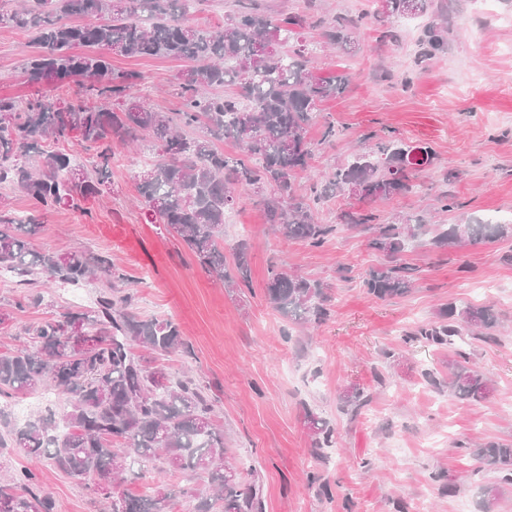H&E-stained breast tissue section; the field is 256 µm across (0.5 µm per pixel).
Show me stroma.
Masks as SVG:
<instances>
[{
  "instance_id": "stroma-1",
  "label": "stroma",
  "mask_w": 512,
  "mask_h": 512,
  "mask_svg": "<svg viewBox=\"0 0 512 512\" xmlns=\"http://www.w3.org/2000/svg\"><path fill=\"white\" fill-rule=\"evenodd\" d=\"M271 15L312 16L305 31L315 45L316 72L346 74L348 90L325 101L320 122L309 130L320 141L321 122H334L335 141L321 143L307 188L336 162L370 151L383 138L430 143L434 165L417 172L411 192L373 202L382 220L417 214L434 232L462 219H487L512 210V29L500 27L482 0H452L448 45L417 67L418 40L427 22L418 16L398 23L399 37L381 39L369 14L375 0H255ZM363 17L350 49L328 50L322 21ZM25 32L0 25V97L75 99L76 85L58 87L27 80L22 67L32 52ZM112 67L134 71L136 94L158 112L181 107V62L113 56ZM411 75L409 88L400 79ZM150 141L117 149L110 171L111 194L90 199V216L61 207L47 216L34 243L58 252L85 246L108 254L126 275L123 287L141 316L170 317L189 346L157 356L172 376L192 371L214 404V423L224 432L225 461L243 482L259 479L264 512H485L482 488L495 483L494 512H512V482L482 467L469 448L512 443V237L438 248L423 236L402 253L414 287L401 297L367 294L365 273L386 264L369 246L370 234L339 224L356 200L324 201L318 215L335 225L323 248L287 239L268 224L250 191L240 190L224 227V252L246 241L250 285L228 289L205 273L184 246L154 223L139 201L138 177L151 162ZM460 209L440 213L441 194ZM283 263L323 281L331 297L326 321L302 327L274 310L265 298L270 264ZM112 284L98 277L78 287L52 284L40 304L21 310L12 303L24 290L0 275V308L11 312L10 337L0 351L24 344V326L69 310L93 311ZM490 308L497 319L490 338L470 334L434 346L406 340L417 325L438 321L447 305ZM470 353L494 381L482 400L450 394L448 373L457 350ZM350 386L367 402L358 411L339 396ZM313 411L336 430L335 447L316 457L304 423ZM322 484H308V472ZM40 483L55 512H102L81 482L50 464Z\"/></svg>"
}]
</instances>
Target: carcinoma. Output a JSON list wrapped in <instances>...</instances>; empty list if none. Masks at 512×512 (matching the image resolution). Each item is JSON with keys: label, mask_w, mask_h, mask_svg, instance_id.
<instances>
[{"label": "carcinoma", "mask_w": 512, "mask_h": 512, "mask_svg": "<svg viewBox=\"0 0 512 512\" xmlns=\"http://www.w3.org/2000/svg\"><path fill=\"white\" fill-rule=\"evenodd\" d=\"M192 0H21L0 11V24L27 32L37 53L25 66L32 83L50 76L58 85L73 81L82 97L61 109L50 98L24 103L0 98V183L10 182L30 201L17 216L0 208V272L21 285L44 274L58 283H86L96 275L122 281L125 275L106 255L76 248L66 253L36 249L31 240L44 228L45 216L64 203L85 216L90 196L111 193L105 184L116 145L152 139L155 160L139 176L144 205L165 231L178 238L201 269L217 275L228 288L249 286L246 243L234 248L232 267L224 263V215L238 199L236 189L259 199L275 231L311 248H321L335 230L316 217L315 205L358 186L363 200L402 195L412 188L414 171L431 165L429 145L413 146L390 138L376 148L336 164L309 192L297 193L295 179L307 172L319 144L336 137L327 123L320 142L308 137L321 103L343 94L347 75L313 73V49L302 39L307 18L283 13L273 18L252 0H235L224 28L202 30L188 16ZM374 20L383 37H395L394 19L427 14L417 62L445 49L448 5L437 0H381ZM361 20L338 16L327 29L328 43L345 49L353 44ZM268 43L274 50L259 52ZM118 48L127 58L166 57L183 60L182 108L157 112L136 100L140 75L116 73L99 52ZM236 87L231 96L217 89ZM78 137L89 152L87 163L65 154L43 153L30 163L45 140ZM231 141L241 154L230 157L217 147ZM353 227L373 233L370 246L389 264L363 278L368 294L380 300L404 296L413 281L396 264L412 240L424 233V219L406 215L394 223L379 222L371 209L341 214ZM512 226L475 220L453 224L433 238L439 248L463 242H493ZM267 302L297 323L324 322L330 315L324 285L274 263L268 268ZM95 314L67 311L24 328L28 342L0 352V401L54 388L66 395L67 410L39 414L20 428L10 427L0 407V448L20 449L31 466L0 480V512H54L55 503L39 482L37 468L48 461L83 481L110 512H165L175 494L193 496L154 484L142 494L119 492L116 486L137 465L158 460L172 472L201 471L213 495L197 502L195 512H260L261 486L244 484L225 473L224 431L213 422L214 405L194 378L172 379L164 368L132 349L143 347L170 354L185 349L180 325L171 318H143L132 308V296L103 294ZM442 320L408 333L436 345L451 343L465 327L489 333L496 325L490 309L457 310ZM448 375V389L463 399L482 400L492 380L470 364L469 354ZM305 424L313 448L333 444L329 422L307 411ZM476 455L501 471L512 472V444L492 443Z\"/></svg>", "instance_id": "obj_1"}]
</instances>
